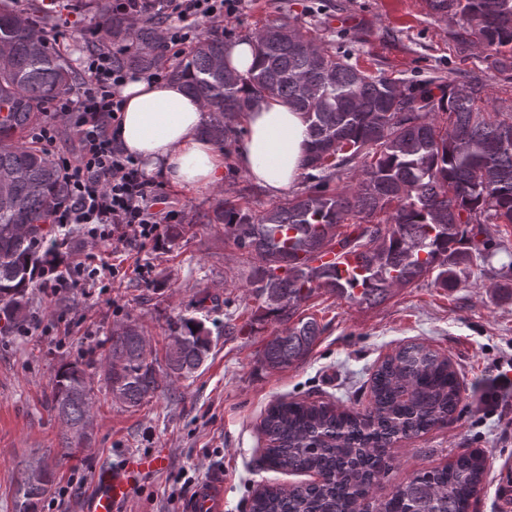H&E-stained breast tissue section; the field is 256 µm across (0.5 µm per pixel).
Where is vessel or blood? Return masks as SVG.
I'll return each mask as SVG.
<instances>
[{
    "mask_svg": "<svg viewBox=\"0 0 512 512\" xmlns=\"http://www.w3.org/2000/svg\"><path fill=\"white\" fill-rule=\"evenodd\" d=\"M166 465L163 452L131 455L120 464L96 472L93 492L83 502V512H125L133 490L146 475ZM224 479L217 476L194 489L184 502L182 512H223Z\"/></svg>",
    "mask_w": 512,
    "mask_h": 512,
    "instance_id": "b4317fda",
    "label": "vessel or blood"
}]
</instances>
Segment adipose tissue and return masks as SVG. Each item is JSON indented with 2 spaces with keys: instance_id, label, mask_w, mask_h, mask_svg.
<instances>
[{
  "instance_id": "ef3b65f1",
  "label": "adipose tissue",
  "mask_w": 512,
  "mask_h": 512,
  "mask_svg": "<svg viewBox=\"0 0 512 512\" xmlns=\"http://www.w3.org/2000/svg\"><path fill=\"white\" fill-rule=\"evenodd\" d=\"M122 120L116 144L146 171L179 187L199 191L224 177V151L202 133L198 100L166 81L136 77L122 87ZM247 134L236 161L272 196L296 184L303 171L307 124L301 112L278 98L254 103L242 117Z\"/></svg>"
}]
</instances>
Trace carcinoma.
<instances>
[{"instance_id": "carcinoma-1", "label": "carcinoma", "mask_w": 512, "mask_h": 512, "mask_svg": "<svg viewBox=\"0 0 512 512\" xmlns=\"http://www.w3.org/2000/svg\"><path fill=\"white\" fill-rule=\"evenodd\" d=\"M445 19L458 15L467 32L487 48L512 45V0H425ZM100 18L94 36L114 48L112 62L126 69L161 68L201 103L202 133L226 148L240 134L239 116L263 98H279L308 123L304 170L308 188L256 215L235 199L206 215L224 235L256 256L250 282L266 315L282 329L266 341L260 363L275 371L302 363L322 333L317 320L299 313L323 290L348 303L377 305L396 288L429 279L439 288L458 285V272L473 259L507 251L497 225L512 224V106L488 113L475 106L481 88L453 82L440 97L424 84L405 90L374 76L314 42L283 19L251 36L255 63L241 75L224 66V32H205L174 66L158 31V16L138 21L93 0ZM76 76L54 48L37 0L20 8L0 3V183L12 202L0 199V334L22 323L30 295L43 274L60 262L46 244L45 225L67 184L53 158L22 139L37 115L70 94ZM362 159L357 184L340 191L330 182ZM385 213L384 221H374ZM352 230L342 232L347 221ZM334 245L359 265L314 268L300 255ZM163 359L145 351L135 323L111 334L102 362L110 394L137 408L160 388L187 379L205 361L212 332L201 320L181 316L169 325ZM91 385L81 363L61 367L52 380L50 410L67 428L62 458L75 447L72 432L90 418ZM462 400L450 359L410 342L387 355L370 377V400L361 409L328 403L279 400L266 411L261 433L267 466L316 479L267 488L250 512H470L482 489L486 460L477 449L442 468L424 469L398 483L381 501L372 485L394 470L392 448L403 440L448 426ZM46 478L24 472L18 512H38L50 493Z\"/></svg>"}]
</instances>
